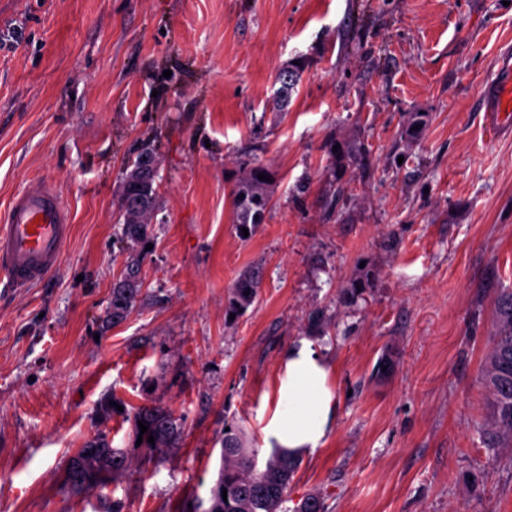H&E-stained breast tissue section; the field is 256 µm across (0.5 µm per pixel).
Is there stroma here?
Returning <instances> with one entry per match:
<instances>
[{"label": "stroma", "mask_w": 512, "mask_h": 512, "mask_svg": "<svg viewBox=\"0 0 512 512\" xmlns=\"http://www.w3.org/2000/svg\"><path fill=\"white\" fill-rule=\"evenodd\" d=\"M510 47L503 0H0V214L44 178L73 225L43 281L0 275V512H206L225 426L269 456L304 340L337 407L288 507L315 493L326 512H512V449L488 448L478 378L512 289V124L481 110ZM296 59L282 112L275 77ZM333 139L355 154L337 182ZM143 148L153 247L139 303L110 324ZM249 161L276 181L244 240L231 188ZM256 268L257 298L226 320ZM150 402L185 418L171 447L106 486H65L86 441L133 447L129 415ZM261 279V272L259 270H252L241 275L234 282L225 305V317L227 320H229L231 313H235V318H237L253 303L260 288ZM245 291H249V294L245 295Z\"/></svg>", "instance_id": "35a3bbf8"}]
</instances>
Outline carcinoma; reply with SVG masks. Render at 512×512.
<instances>
[{"mask_svg": "<svg viewBox=\"0 0 512 512\" xmlns=\"http://www.w3.org/2000/svg\"><path fill=\"white\" fill-rule=\"evenodd\" d=\"M293 71H288V68ZM283 68L276 77L279 87L276 106L285 111L292 92L299 84L305 63L300 61ZM155 154L150 149L140 150L128 163L124 179L120 208L124 216L122 235L132 244L146 248L151 239L150 224L157 206L154 188ZM265 174L269 180L259 179ZM274 172L259 163L246 164L235 179L231 196L238 227L248 231L264 223L272 208L270 192ZM262 275L258 270L241 275L233 284L225 305V315H240L255 300ZM139 259L127 262L122 279L112 287V300L108 315L112 321L128 316L139 301ZM497 323L491 345L481 366L487 398L492 408V437L504 448L512 447V290H503L496 301ZM148 426L140 433L138 423ZM184 417L158 405L138 407L132 416L135 435H143L139 448L147 453L158 452L175 442L182 432ZM154 437V443L148 437ZM222 468L211 490V503L206 512H286L288 489L300 464L299 455L285 448H276L262 468H257L256 453L244 445L241 434L234 428L224 432L222 442ZM133 455L112 447L111 442L99 435L87 441L76 457L68 460L66 470L80 462L81 478H66L74 490L105 483L108 474L117 475L129 470ZM227 493H222V490Z\"/></svg>", "mask_w": 512, "mask_h": 512, "instance_id": "1", "label": "carcinoma"}]
</instances>
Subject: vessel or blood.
Listing matches in <instances>:
<instances>
[{
	"label": "vessel or blood",
	"mask_w": 512,
	"mask_h": 512,
	"mask_svg": "<svg viewBox=\"0 0 512 512\" xmlns=\"http://www.w3.org/2000/svg\"><path fill=\"white\" fill-rule=\"evenodd\" d=\"M482 95L484 111L512 120V59H502ZM70 234L71 217L56 187L31 181L0 215V274L17 288L37 284L60 265Z\"/></svg>",
	"instance_id": "vessel-or-blood-1"
}]
</instances>
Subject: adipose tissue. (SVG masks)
<instances>
[{
  "label": "adipose tissue",
  "mask_w": 512,
  "mask_h": 512,
  "mask_svg": "<svg viewBox=\"0 0 512 512\" xmlns=\"http://www.w3.org/2000/svg\"><path fill=\"white\" fill-rule=\"evenodd\" d=\"M328 377L325 360L311 344L289 349L279 394L282 411L271 430L282 447L295 451L318 446L334 405Z\"/></svg>",
  "instance_id": "adipose-tissue-1"
}]
</instances>
